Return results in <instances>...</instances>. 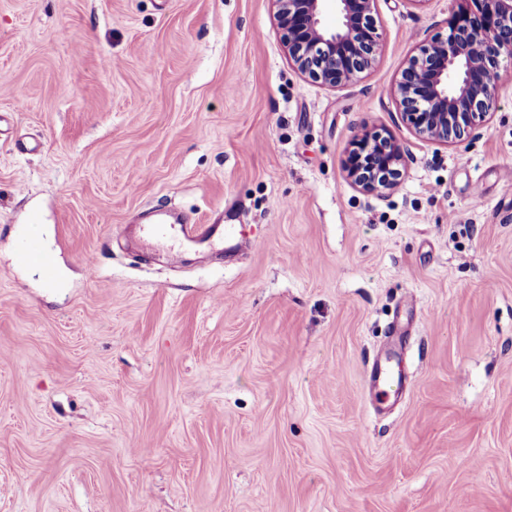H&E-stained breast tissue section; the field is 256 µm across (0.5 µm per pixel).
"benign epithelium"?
Returning <instances> with one entry per match:
<instances>
[{"label":"benign epithelium","instance_id":"benign-epithelium-1","mask_svg":"<svg viewBox=\"0 0 512 512\" xmlns=\"http://www.w3.org/2000/svg\"><path fill=\"white\" fill-rule=\"evenodd\" d=\"M274 18L293 67L310 80L336 88L369 70L379 50L373 14L379 0H272ZM448 33L410 57L392 95L402 121L419 139L456 146L473 138L490 119L503 61L512 64V0H455ZM333 5L336 26L323 24ZM392 171L380 182L364 170ZM407 146L382 131L354 138L345 173L364 192L383 193L403 175Z\"/></svg>","mask_w":512,"mask_h":512}]
</instances>
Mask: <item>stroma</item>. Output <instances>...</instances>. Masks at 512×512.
<instances>
[{
    "mask_svg": "<svg viewBox=\"0 0 512 512\" xmlns=\"http://www.w3.org/2000/svg\"><path fill=\"white\" fill-rule=\"evenodd\" d=\"M453 9L379 0L332 88L271 0H0V512H512V71L456 146L390 95ZM364 128L412 154L384 196L345 178ZM143 208L250 246L172 262ZM34 211L53 285L14 262ZM140 215L137 213L132 219V223L136 224L143 242L162 243L167 231L168 221L164 217H159L152 224H139ZM368 388L376 403H382L403 390L404 380L399 373L395 374L392 371L388 357L386 362H378L372 366L369 372Z\"/></svg>",
    "mask_w": 512,
    "mask_h": 512,
    "instance_id": "1",
    "label": "stroma"
}]
</instances>
